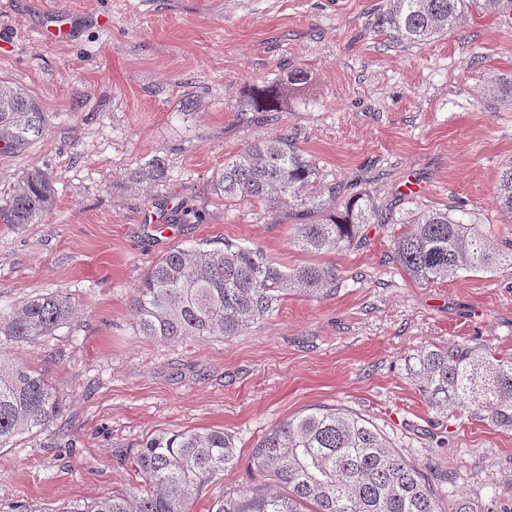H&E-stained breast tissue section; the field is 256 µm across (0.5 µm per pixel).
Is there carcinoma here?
Listing matches in <instances>:
<instances>
[{
    "label": "carcinoma",
    "instance_id": "cac0c4a2",
    "mask_svg": "<svg viewBox=\"0 0 512 512\" xmlns=\"http://www.w3.org/2000/svg\"><path fill=\"white\" fill-rule=\"evenodd\" d=\"M467 9V0H386L376 26L396 43L424 44L459 27ZM310 80L309 72L296 68L279 84L249 89L245 107L279 112L285 90ZM505 92L512 94V78L487 79V97ZM47 131L39 102L1 83L0 153L18 152ZM166 172L165 160L155 156L131 171L129 180L152 185ZM211 189L226 206L259 204L273 214L286 210L294 215L292 244L317 260L288 268L260 249L228 241L222 249H173L134 288V329L141 336L172 342L228 338L264 320L284 291L327 296L340 271L319 257L349 247L362 225L376 219L374 207L362 196L336 208L346 187L322 181L316 164L286 133L225 159ZM52 201L51 176L30 172L0 200V224H37ZM496 202L512 214V164L501 172ZM314 213L325 218L307 221ZM393 252L418 283L461 270L512 268L511 241L493 248L475 225L440 210H423L403 226L394 237ZM73 313L71 297L38 295L0 320V338L7 343L49 336ZM407 371L431 409L448 413L465 408L501 431H512L511 353L468 344L426 346L410 358ZM59 413L56 387L0 347V448L42 431ZM113 458L127 474L122 488L55 512H191L214 479L233 468L236 447L233 436L222 429L183 430L149 437L133 455L116 448ZM252 459L261 480L219 491L210 498L208 512H440L428 476L390 447L379 429L337 409L319 408L282 421L253 448Z\"/></svg>",
    "mask_w": 512,
    "mask_h": 512
}]
</instances>
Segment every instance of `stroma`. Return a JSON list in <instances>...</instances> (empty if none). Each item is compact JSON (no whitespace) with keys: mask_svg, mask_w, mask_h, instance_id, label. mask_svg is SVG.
<instances>
[{"mask_svg":"<svg viewBox=\"0 0 512 512\" xmlns=\"http://www.w3.org/2000/svg\"><path fill=\"white\" fill-rule=\"evenodd\" d=\"M383 0H0V80L39 101L47 135L0 154V193L50 173L54 203L37 224H0V317L28 298L70 294L75 315L52 335L7 344L60 391L61 415L0 450V512L52 508L121 487L116 448L149 436L221 428L238 461L215 483L257 481L251 452L279 422L318 408L357 415L429 478L447 476L440 508L459 496L512 512V433L441 415L407 374L428 345L512 353V269L459 272L419 284L394 261L402 223L440 209L512 236L496 205L512 164V99H488L487 76L512 77V0L472 8L427 44L378 34ZM69 37L49 39L50 16ZM303 68L312 79L281 111L244 112L250 85ZM286 132L323 177L377 209L354 244L331 254L341 272L324 298L296 292L230 338L166 342L137 335L131 298L167 251L206 243L306 261L288 215L228 208L210 182L226 158ZM161 156L165 178L132 184Z\"/></svg>","mask_w":512,"mask_h":512,"instance_id":"stroma-1","label":"stroma"}]
</instances>
